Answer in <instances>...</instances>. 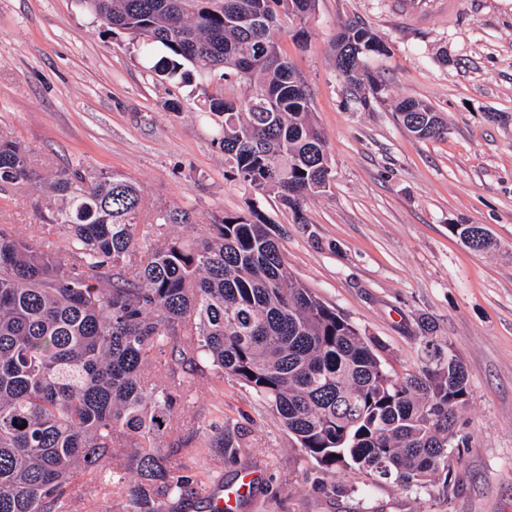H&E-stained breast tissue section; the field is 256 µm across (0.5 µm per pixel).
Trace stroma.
<instances>
[{
  "label": "stroma",
  "mask_w": 512,
  "mask_h": 512,
  "mask_svg": "<svg viewBox=\"0 0 512 512\" xmlns=\"http://www.w3.org/2000/svg\"><path fill=\"white\" fill-rule=\"evenodd\" d=\"M347 23L385 47L365 61L380 94L352 95L336 70L332 43ZM306 29L305 42L284 35L280 46L308 86L333 181L305 200L298 224L276 194L254 203L227 178L196 86L154 77L75 0H0V135L25 145L44 178L0 186V227L38 235L61 206L47 180L68 165L132 177L142 223L159 208L190 211L192 223L166 225L170 238L207 235L254 203L287 272L379 342L394 375L419 369L427 333L467 371L469 446L454 487L344 470L335 493L251 390L205 367L159 442L171 467L199 470L202 487L167 512H212L250 470L243 512H502L512 503V0H461L448 22L409 27L387 0H317ZM405 98L439 112L447 134L414 137L396 116ZM174 100L180 111L168 110ZM454 224L483 226L495 247L471 250ZM219 419L236 427L240 450L201 458ZM108 480L76 486L74 512H122Z\"/></svg>",
  "instance_id": "stroma-1"
}]
</instances>
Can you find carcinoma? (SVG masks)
I'll return each mask as SVG.
<instances>
[{
  "instance_id": "obj_1",
  "label": "carcinoma",
  "mask_w": 512,
  "mask_h": 512,
  "mask_svg": "<svg viewBox=\"0 0 512 512\" xmlns=\"http://www.w3.org/2000/svg\"><path fill=\"white\" fill-rule=\"evenodd\" d=\"M77 4L125 35L150 73L199 86L230 177L257 198L274 192L307 223L303 203L326 192L331 165L279 35L306 23L316 0ZM333 46L344 80L364 76L381 91L364 58L384 46L369 30L344 24ZM216 76L242 88L239 103L209 91ZM396 111L420 139L446 131L422 102L405 98ZM41 179L27 151L0 136V184ZM51 189L64 206L39 235L0 228V512H73L72 487L100 476L116 448L131 449L124 469L135 476L118 487L124 512H164L184 498L195 475L157 448L203 363L264 401L326 476L349 468L406 487L452 486L448 459L468 447L464 366L428 339L417 373L395 378L376 343L287 272L256 208L186 244L160 229L192 223L190 212L169 207L140 224L142 191L124 174L66 167ZM451 232L475 251L493 245L477 224ZM162 346L181 371L158 385L144 371ZM201 447L233 456L237 432L216 421Z\"/></svg>"
}]
</instances>
